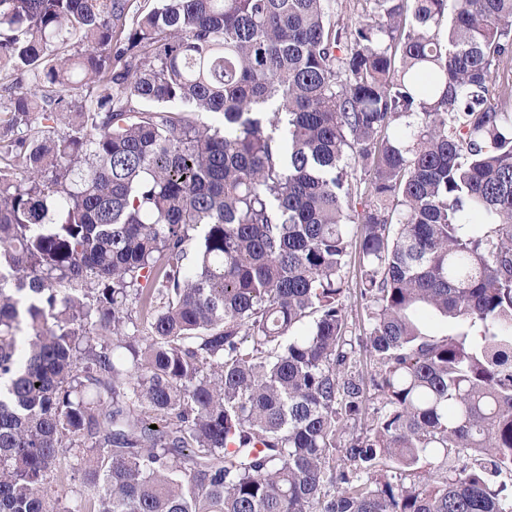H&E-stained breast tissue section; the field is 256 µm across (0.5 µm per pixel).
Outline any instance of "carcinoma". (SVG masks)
Here are the masks:
<instances>
[{
	"mask_svg": "<svg viewBox=\"0 0 512 512\" xmlns=\"http://www.w3.org/2000/svg\"><path fill=\"white\" fill-rule=\"evenodd\" d=\"M156 2L0 0V512H512V0ZM350 237L352 238V252L346 269V276L349 280L350 290L345 298V304L348 314V336H351L355 345V354L352 359L351 370L355 373H362L369 377L375 369V365L370 360L369 352L365 348V329H367V300L360 294L359 279L360 270L358 263V253L356 252V242L362 233L360 224H350L348 226ZM79 463L80 461L68 454L62 455L59 458L58 481L56 485L59 490L63 491L57 504L58 511H72L75 509L85 512V509L89 510V499L86 489L83 482L77 478Z\"/></svg>",
	"mask_w": 512,
	"mask_h": 512,
	"instance_id": "obj_1",
	"label": "carcinoma"
}]
</instances>
